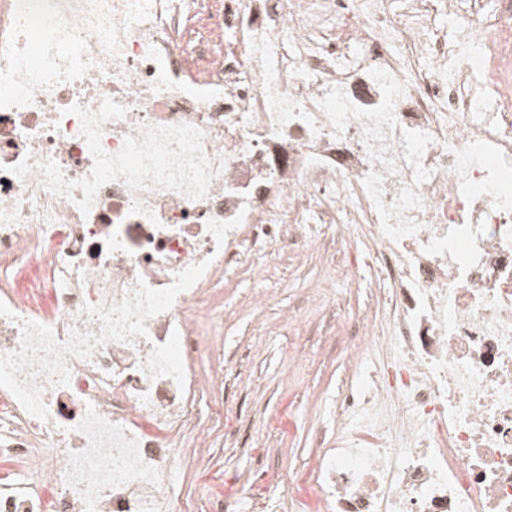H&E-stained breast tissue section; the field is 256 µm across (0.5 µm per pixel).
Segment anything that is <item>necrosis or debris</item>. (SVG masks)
<instances>
[{
  "instance_id": "4bbe7bcc",
  "label": "necrosis or debris",
  "mask_w": 512,
  "mask_h": 512,
  "mask_svg": "<svg viewBox=\"0 0 512 512\" xmlns=\"http://www.w3.org/2000/svg\"><path fill=\"white\" fill-rule=\"evenodd\" d=\"M104 97L110 153L201 129L207 196L112 181L85 215L10 174L89 175L68 109ZM285 224L303 249L351 225L383 308L314 512H512V0H0V512H180L195 315ZM287 507L274 487L206 512Z\"/></svg>"
}]
</instances>
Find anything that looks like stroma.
<instances>
[{
	"instance_id": "obj_1",
	"label": "stroma",
	"mask_w": 512,
	"mask_h": 512,
	"mask_svg": "<svg viewBox=\"0 0 512 512\" xmlns=\"http://www.w3.org/2000/svg\"><path fill=\"white\" fill-rule=\"evenodd\" d=\"M307 252L289 242L274 260L255 254L227 272L214 290L224 317L200 314V335L224 351V422L202 416L204 437L186 444L177 473L182 512L239 488L255 456L275 459L282 472L308 466L315 435L329 427L339 391L360 378L344 337L349 318L377 316L371 288L354 283L345 267L351 241L341 224H320ZM269 295L254 303L256 293ZM306 354L291 366L292 347ZM240 427L239 447L224 441V424Z\"/></svg>"
}]
</instances>
